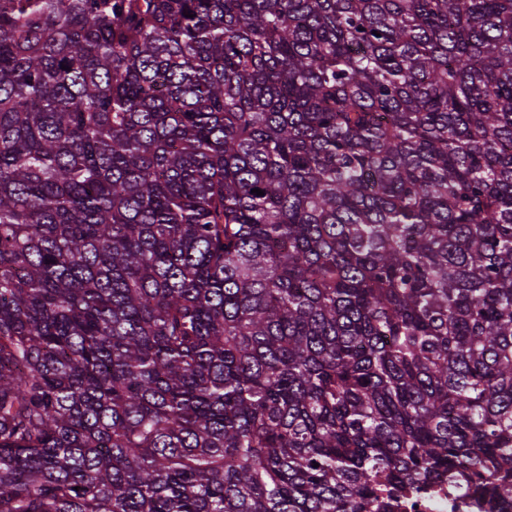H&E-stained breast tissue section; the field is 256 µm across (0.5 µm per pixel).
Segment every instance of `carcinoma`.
I'll return each mask as SVG.
<instances>
[{"instance_id":"carcinoma-1","label":"carcinoma","mask_w":512,"mask_h":512,"mask_svg":"<svg viewBox=\"0 0 512 512\" xmlns=\"http://www.w3.org/2000/svg\"><path fill=\"white\" fill-rule=\"evenodd\" d=\"M444 478L512 503V0H0V512Z\"/></svg>"}]
</instances>
